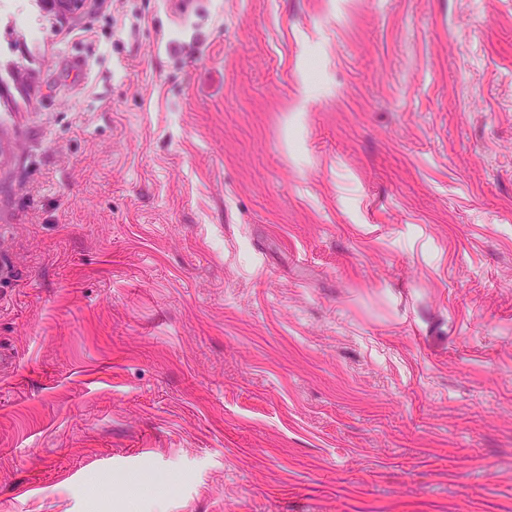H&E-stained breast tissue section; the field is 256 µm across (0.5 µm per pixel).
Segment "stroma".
<instances>
[{
  "label": "stroma",
  "instance_id": "stroma-1",
  "mask_svg": "<svg viewBox=\"0 0 512 512\" xmlns=\"http://www.w3.org/2000/svg\"><path fill=\"white\" fill-rule=\"evenodd\" d=\"M26 8L0 512H512V0Z\"/></svg>",
  "mask_w": 512,
  "mask_h": 512
}]
</instances>
